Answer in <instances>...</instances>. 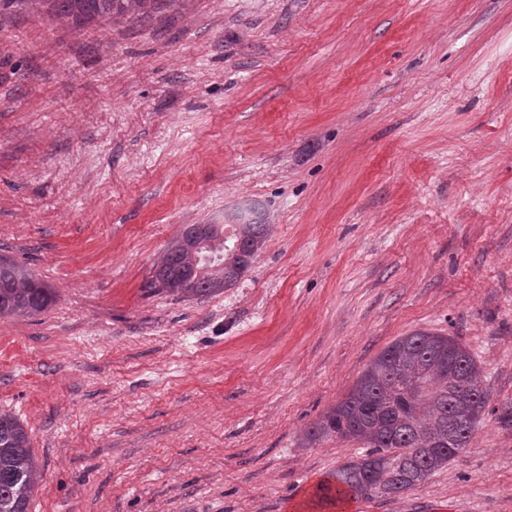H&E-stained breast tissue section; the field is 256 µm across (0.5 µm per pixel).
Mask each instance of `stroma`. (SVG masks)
Wrapping results in <instances>:
<instances>
[{
	"mask_svg": "<svg viewBox=\"0 0 512 512\" xmlns=\"http://www.w3.org/2000/svg\"><path fill=\"white\" fill-rule=\"evenodd\" d=\"M243 200L272 230L235 286L147 288ZM0 253L57 293L0 318L32 512H512V0L1 12ZM418 331L481 369L468 448L322 504L364 448L300 434Z\"/></svg>",
	"mask_w": 512,
	"mask_h": 512,
	"instance_id": "obj_1",
	"label": "stroma"
}]
</instances>
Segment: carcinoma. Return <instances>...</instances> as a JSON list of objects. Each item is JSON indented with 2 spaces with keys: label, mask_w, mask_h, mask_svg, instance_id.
Segmentation results:
<instances>
[{
  "label": "carcinoma",
  "mask_w": 512,
  "mask_h": 512,
  "mask_svg": "<svg viewBox=\"0 0 512 512\" xmlns=\"http://www.w3.org/2000/svg\"><path fill=\"white\" fill-rule=\"evenodd\" d=\"M51 3L76 21L120 16L148 21L156 10L182 0H0V11L22 6L39 11ZM270 234L262 211L225 224H187L153 266L147 287L179 299L233 287L263 250ZM56 301V293L25 265L0 255V318L32 317ZM487 403L481 371L454 338L415 332L381 352L346 397L304 431L320 443L356 440L362 457L341 466L318 486L319 498L335 504L359 497L393 498L420 484L466 448ZM453 443H448V438ZM43 477L23 424L0 409V512H29Z\"/></svg>",
  "instance_id": "cac0c4a2"
}]
</instances>
